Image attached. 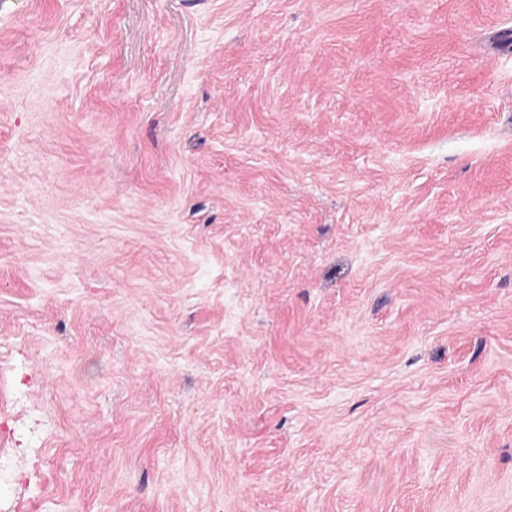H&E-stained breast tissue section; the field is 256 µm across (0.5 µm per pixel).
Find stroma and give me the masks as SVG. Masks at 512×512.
I'll list each match as a JSON object with an SVG mask.
<instances>
[{"instance_id":"35a3bbf8","label":"stroma","mask_w":512,"mask_h":512,"mask_svg":"<svg viewBox=\"0 0 512 512\" xmlns=\"http://www.w3.org/2000/svg\"><path fill=\"white\" fill-rule=\"evenodd\" d=\"M0 512H512V0H0Z\"/></svg>"}]
</instances>
